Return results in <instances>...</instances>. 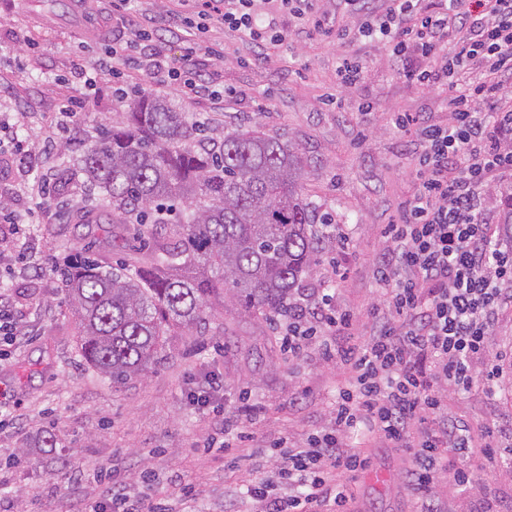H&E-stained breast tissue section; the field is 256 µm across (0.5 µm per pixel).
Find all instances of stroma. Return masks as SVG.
Masks as SVG:
<instances>
[{"instance_id":"35a3bbf8","label":"stroma","mask_w":512,"mask_h":512,"mask_svg":"<svg viewBox=\"0 0 512 512\" xmlns=\"http://www.w3.org/2000/svg\"><path fill=\"white\" fill-rule=\"evenodd\" d=\"M197 7L196 0H103L100 10L76 12L68 0H0V113L19 115L0 127V141L33 154L23 165H0V197L14 217L0 222V301L13 316L0 328V512H89L116 481L137 506L169 501L189 484L200 512H245L241 485L258 479V465L276 467L275 444L296 448L331 426L346 379L318 345L290 357L271 321L219 308L208 331L170 337L165 359L145 376L113 385L80 365L73 319L46 266L77 245L91 246L107 265L146 264L151 255L112 249L97 225L72 222L73 210L86 204L81 181L64 198L37 195L62 163L43 143L67 142L69 155L78 156L98 130L120 120L122 94H162L213 136L257 126L295 144L305 159L302 192L331 215L340 236L305 286L330 289L352 314L355 335L371 331L368 313L381 301L375 271L387 250L383 233L419 187L414 157L421 141L393 118L418 112L428 123L447 124L445 94L402 78L384 43L318 35L278 13L276 0H259L257 8L277 12L288 35L283 44L255 47L213 21L205 49L191 51L170 29L175 17L194 15ZM133 13L154 20L153 46L162 58L176 65L193 55L197 70L226 96L190 98L133 70L85 86V69L105 55ZM345 55L363 65L350 86L337 77ZM331 93L336 102H328ZM71 97L86 105L76 122L64 124L59 107ZM366 103L373 112H362ZM210 372L224 387L216 411L186 398L190 379ZM250 405L255 413H247ZM437 422L487 433L495 448L467 487L456 486L453 473L469 460L449 455L434 489L439 512H512V367L492 388L445 391ZM47 428L57 446L27 449L14 461L23 441ZM226 440L235 445L229 457L220 450ZM346 443L368 457L351 483L352 508L414 512L406 484L412 450L391 447L362 427ZM63 457L73 472H61Z\"/></svg>"}]
</instances>
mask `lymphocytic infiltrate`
Returning a JSON list of instances; mask_svg holds the SVG:
<instances>
[{"label": "lymphocytic infiltrate", "instance_id": "1", "mask_svg": "<svg viewBox=\"0 0 512 512\" xmlns=\"http://www.w3.org/2000/svg\"><path fill=\"white\" fill-rule=\"evenodd\" d=\"M256 0H203L197 18H184L189 36L222 21L248 44L280 45L283 31L273 16H259ZM363 11L362 0H345ZM384 12L363 11L356 27L338 28L340 40L364 38L389 45L404 61L406 80L446 92L450 121L431 125L421 114L397 113L399 130L416 129L419 190L385 235L391 243L377 270L385 306L368 338L335 347L332 333L352 329L331 294L299 296L282 324L291 356L319 340L350 376L340 388L332 426L310 436L305 447L277 451L273 475L247 486L260 512H348L349 478L366 466L345 434L357 426L396 448L414 451L409 487L416 512H437L430 491L447 451L478 457L470 428L437 430L429 422L443 408L442 386L459 391L492 384L501 371L476 374L473 362L490 354L491 328L512 303V250L501 247L483 199L491 177L512 171V0H447L426 10L423 0H387ZM156 28L139 16L129 37H116L99 74L117 73L134 44L152 40Z\"/></svg>", "mask_w": 512, "mask_h": 512}]
</instances>
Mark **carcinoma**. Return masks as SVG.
Instances as JSON below:
<instances>
[{"instance_id":"carcinoma-1","label":"carcinoma","mask_w":512,"mask_h":512,"mask_svg":"<svg viewBox=\"0 0 512 512\" xmlns=\"http://www.w3.org/2000/svg\"><path fill=\"white\" fill-rule=\"evenodd\" d=\"M112 205V223L147 224L152 262L103 265L78 249L54 266L76 329L79 362L114 385L165 356L167 340L206 327L214 308L274 320L322 250L336 246L330 218L301 193L303 158L258 128L204 137L163 96L143 92L124 120L55 174L74 173ZM177 227L176 239L159 231Z\"/></svg>"}]
</instances>
